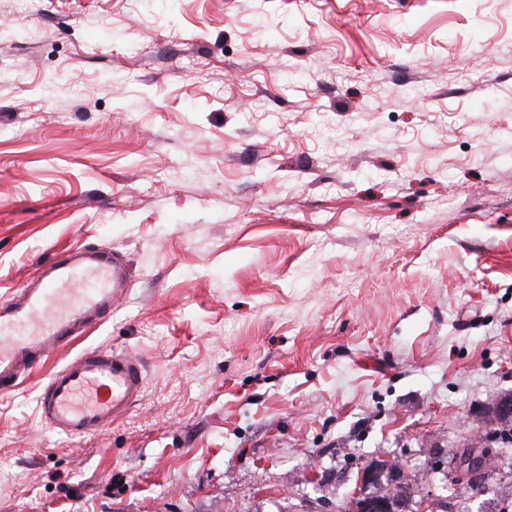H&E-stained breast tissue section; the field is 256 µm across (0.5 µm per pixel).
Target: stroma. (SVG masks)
<instances>
[{"label":"stroma","mask_w":512,"mask_h":512,"mask_svg":"<svg viewBox=\"0 0 512 512\" xmlns=\"http://www.w3.org/2000/svg\"><path fill=\"white\" fill-rule=\"evenodd\" d=\"M76 247L143 396L0 391V512H341L378 460L512 512V453L448 465L512 394V0H0V304ZM142 361L102 347L88 348L46 377L38 395L41 417L72 439L101 433L140 402Z\"/></svg>","instance_id":"1"}]
</instances>
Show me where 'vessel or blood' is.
<instances>
[{
    "instance_id": "vessel-or-blood-1",
    "label": "vessel or blood",
    "mask_w": 512,
    "mask_h": 512,
    "mask_svg": "<svg viewBox=\"0 0 512 512\" xmlns=\"http://www.w3.org/2000/svg\"><path fill=\"white\" fill-rule=\"evenodd\" d=\"M124 262L87 248L43 266L31 287L0 306V390L107 321L128 292ZM140 358L88 348L46 377L38 395L42 418L70 438L103 432L140 402Z\"/></svg>"
}]
</instances>
